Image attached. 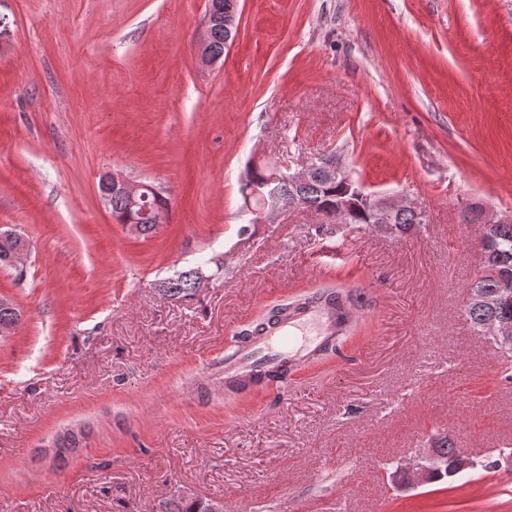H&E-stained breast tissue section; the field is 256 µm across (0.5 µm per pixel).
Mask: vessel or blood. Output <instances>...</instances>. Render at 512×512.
Returning <instances> with one entry per match:
<instances>
[{"label":"vessel or blood","instance_id":"vessel-or-blood-1","mask_svg":"<svg viewBox=\"0 0 512 512\" xmlns=\"http://www.w3.org/2000/svg\"><path fill=\"white\" fill-rule=\"evenodd\" d=\"M358 316L357 308L340 305L332 293L314 296L225 351L220 370L210 380L227 391L270 382L283 369L335 347Z\"/></svg>","mask_w":512,"mask_h":512}]
</instances>
